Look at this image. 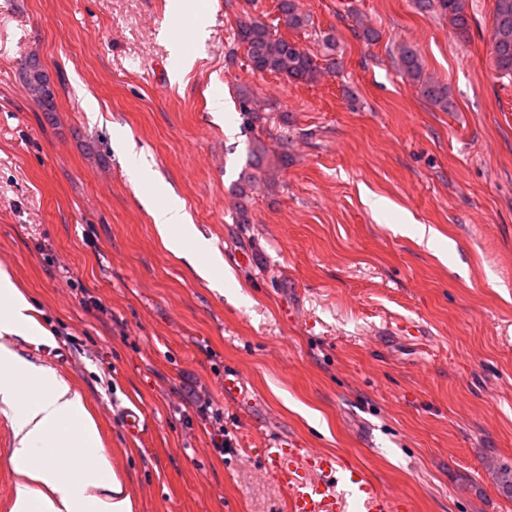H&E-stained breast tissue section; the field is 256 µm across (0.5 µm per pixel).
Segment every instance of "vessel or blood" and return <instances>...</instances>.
<instances>
[{
  "mask_svg": "<svg viewBox=\"0 0 512 512\" xmlns=\"http://www.w3.org/2000/svg\"><path fill=\"white\" fill-rule=\"evenodd\" d=\"M264 455L270 470L288 490L289 512H338L335 494L323 484L327 478L349 485L359 498L371 504L372 512H392L393 499L379 493L361 468L298 447L293 441H275Z\"/></svg>",
  "mask_w": 512,
  "mask_h": 512,
  "instance_id": "1",
  "label": "vessel or blood"
}]
</instances>
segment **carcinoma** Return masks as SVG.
I'll list each match as a JSON object with an SVG mask.
<instances>
[{
	"instance_id": "cac0c4a2",
	"label": "carcinoma",
	"mask_w": 512,
	"mask_h": 512,
	"mask_svg": "<svg viewBox=\"0 0 512 512\" xmlns=\"http://www.w3.org/2000/svg\"><path fill=\"white\" fill-rule=\"evenodd\" d=\"M414 6L422 13H442L448 17L458 37H470L471 0H414ZM280 20L290 29L300 30L309 25V16L297 5L296 0H278ZM237 41L245 50L248 66L258 73L282 75L291 81H313L324 68L336 67L332 52L336 48L333 31L322 35V43L329 51L326 66L318 58L300 47L296 42L281 36L276 26L256 18L240 19L237 22ZM492 55L496 71L502 77L512 79V0H495L492 24ZM401 73L417 87L419 95L431 106L443 112L453 107L448 85L430 77H423V63L417 49L409 44L398 45L393 52ZM24 80L30 92L43 103L44 109L52 111L53 93L47 75L35 62L26 64ZM239 111L251 127L261 126L263 116L254 107L252 96L242 93L238 99Z\"/></svg>"
}]
</instances>
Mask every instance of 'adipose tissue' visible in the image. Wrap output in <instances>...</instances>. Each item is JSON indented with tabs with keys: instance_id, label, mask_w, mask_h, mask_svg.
<instances>
[{
	"instance_id": "1",
	"label": "adipose tissue",
	"mask_w": 512,
	"mask_h": 512,
	"mask_svg": "<svg viewBox=\"0 0 512 512\" xmlns=\"http://www.w3.org/2000/svg\"><path fill=\"white\" fill-rule=\"evenodd\" d=\"M156 231L166 248L184 258L211 287L222 284L224 262L198 233L182 201L145 198ZM33 306L10 275L0 270V338L16 336L50 343L32 317ZM0 414L12 423L13 456L19 481L13 512H132V500L114 476L97 422L81 396L49 367L35 364L0 345ZM70 461L61 473L58 452Z\"/></svg>"
}]
</instances>
